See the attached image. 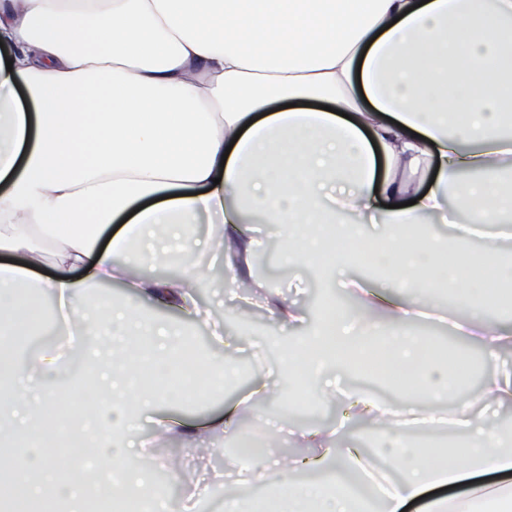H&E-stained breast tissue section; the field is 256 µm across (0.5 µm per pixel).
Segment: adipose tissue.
Wrapping results in <instances>:
<instances>
[{"label": "adipose tissue", "instance_id": "adipose-tissue-1", "mask_svg": "<svg viewBox=\"0 0 512 512\" xmlns=\"http://www.w3.org/2000/svg\"><path fill=\"white\" fill-rule=\"evenodd\" d=\"M511 173L512 0H0V480L23 473L25 497L52 512H86L94 496L180 512L131 467L150 457L148 444L122 448L113 436L133 437L135 407L180 397L172 374H189L211 398L237 379L238 345L201 304L206 266L184 240L193 224H210V251L251 275L264 246L248 227L256 211L278 226L285 263L328 274L348 261L326 260L331 242L361 241L390 277L383 288L351 280L356 306L326 309L280 358L281 379L318 401H349L354 418L379 417L392 406L324 377L382 356L401 388L451 402L466 436L451 451L410 440L397 419L375 429V447L342 448L334 427L289 425L305 451L296 467L321 476L293 480L282 460L255 456L267 512H369L365 481L380 456L393 473L379 512L423 495L425 512H512V434L475 420L476 406L512 407L501 365L512 326L500 322L512 305L475 276L512 286L502 245ZM426 174L435 180L424 189ZM450 204L467 216L451 245L421 229ZM112 224L123 230L102 244ZM159 260L180 273L128 278ZM49 262L55 275L40 276ZM112 283L126 302L102 298L99 314H86L88 289ZM440 287L456 290L459 328L488 367L467 398L456 396L465 365L449 368L409 326L435 310ZM46 297L66 309L77 339L18 365L14 342L39 327ZM142 299L207 326L221 358L202 360L173 323L141 312ZM241 301L285 327L303 320L268 284ZM92 343L105 350L95 410L64 421L78 400L62 360ZM268 387L255 375L246 396L204 423L163 416L154 430L252 447L239 422ZM40 439L82 454L45 452ZM492 474L490 489L443 492Z\"/></svg>", "mask_w": 512, "mask_h": 512}]
</instances>
